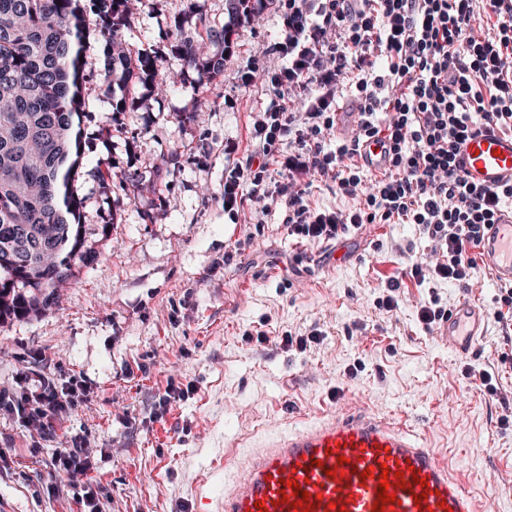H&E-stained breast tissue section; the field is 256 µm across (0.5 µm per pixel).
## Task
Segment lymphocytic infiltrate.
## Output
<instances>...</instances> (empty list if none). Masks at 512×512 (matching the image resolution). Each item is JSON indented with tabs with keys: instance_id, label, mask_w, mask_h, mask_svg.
I'll list each match as a JSON object with an SVG mask.
<instances>
[{
	"instance_id": "obj_1",
	"label": "lymphocytic infiltrate",
	"mask_w": 512,
	"mask_h": 512,
	"mask_svg": "<svg viewBox=\"0 0 512 512\" xmlns=\"http://www.w3.org/2000/svg\"><path fill=\"white\" fill-rule=\"evenodd\" d=\"M282 62L262 77L241 73L242 88L263 81L277 102L254 112L247 148L224 179V212L251 220L283 208L290 237L335 241L366 224H415L430 244L412 262L418 282L468 285L477 267L471 251L504 216L512 183L470 184L457 164L459 148L485 128L512 133V0H277ZM493 17L474 28L477 12ZM484 91H477L476 83ZM356 100L355 133L336 148V105ZM384 148L385 165L365 173L361 147ZM335 185L356 200L349 210L312 207L314 183ZM78 385L35 379L29 393L1 405L22 413L38 431L53 430L83 399Z\"/></svg>"
}]
</instances>
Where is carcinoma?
<instances>
[{"instance_id": "carcinoma-1", "label": "carcinoma", "mask_w": 512, "mask_h": 512, "mask_svg": "<svg viewBox=\"0 0 512 512\" xmlns=\"http://www.w3.org/2000/svg\"><path fill=\"white\" fill-rule=\"evenodd\" d=\"M128 0H92L96 29L106 39L104 74L126 84L134 71L145 92L140 101L172 83L155 60L132 64L114 44L128 18ZM82 0H0V255L23 244V269L0 264V320L44 311L51 296L23 292L52 288L74 277L72 259L82 251V199L73 178L81 153L75 117L85 107L84 55L88 32ZM170 29L182 66L211 78L224 71L223 54L205 41L179 38Z\"/></svg>"}]
</instances>
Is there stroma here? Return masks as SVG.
Returning <instances> with one entry per match:
<instances>
[{
	"label": "stroma",
	"instance_id": "35a3bbf8",
	"mask_svg": "<svg viewBox=\"0 0 512 512\" xmlns=\"http://www.w3.org/2000/svg\"><path fill=\"white\" fill-rule=\"evenodd\" d=\"M276 7L266 0L258 23L244 26L228 0H131L123 41L179 78L123 112L116 104L142 87L105 79L104 41L90 34L75 188L94 257L52 289L47 311L0 322L1 395L42 373L81 382L86 400L49 435L0 411V512H80L55 461L74 441L94 454L92 487L106 512H217L232 478L226 449L346 402L405 420L479 501L512 512V426L463 377L469 366L489 370L512 397V361L501 359L512 343L489 315L491 272L477 266L466 287L406 277L410 257L429 251L412 224H367L300 246L280 209L260 230L224 213V145H247L251 112L274 100L258 87L242 93L237 76L253 67V48L277 42ZM192 8L224 33V71L212 79L183 71L167 39ZM394 279L401 301L390 311L378 299ZM432 294L448 310L464 298L486 310L473 351L458 354L424 328L418 302ZM313 332L306 351L284 342ZM170 382L190 392L163 410Z\"/></svg>",
	"mask_w": 512,
	"mask_h": 512
}]
</instances>
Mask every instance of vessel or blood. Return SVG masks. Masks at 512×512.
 Listing matches in <instances>:
<instances>
[{
	"label": "vessel or blood",
	"mask_w": 512,
	"mask_h": 512,
	"mask_svg": "<svg viewBox=\"0 0 512 512\" xmlns=\"http://www.w3.org/2000/svg\"><path fill=\"white\" fill-rule=\"evenodd\" d=\"M457 161L472 184L494 189L512 182V134L485 132L462 144ZM480 261L496 282L512 284V217L491 225L479 249ZM485 322L484 311L463 301L443 323L449 347L469 353ZM402 472L404 485L390 483L395 501L384 512H481L480 502L435 449L411 426L380 418L353 405L317 420L285 427L251 449L224 486L220 512H303L290 482L305 483L312 512H372L383 470ZM427 499L415 503L414 497Z\"/></svg>",
	"instance_id": "1"
}]
</instances>
